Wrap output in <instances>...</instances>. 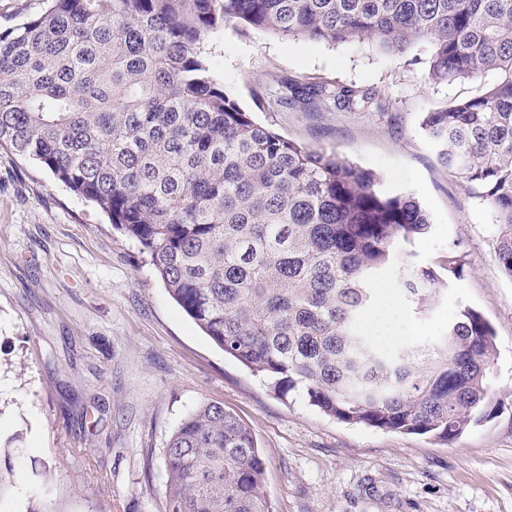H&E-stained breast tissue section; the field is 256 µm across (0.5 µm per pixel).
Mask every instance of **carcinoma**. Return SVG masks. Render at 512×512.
<instances>
[{"label": "carcinoma", "instance_id": "carcinoma-1", "mask_svg": "<svg viewBox=\"0 0 512 512\" xmlns=\"http://www.w3.org/2000/svg\"><path fill=\"white\" fill-rule=\"evenodd\" d=\"M0 31V148L48 169L136 240L172 299L286 399L347 424L448 444L494 415L495 331L463 310L401 355L356 325L401 243L428 234L410 193L335 152L257 123L207 57L226 25L282 39L430 45L434 84L479 83L427 113L439 164L490 212L512 277V0H47ZM302 112L386 109L354 84L282 83ZM418 302L432 268L405 275ZM165 512H274L252 430L220 403L188 413L164 448Z\"/></svg>", "mask_w": 512, "mask_h": 512}]
</instances>
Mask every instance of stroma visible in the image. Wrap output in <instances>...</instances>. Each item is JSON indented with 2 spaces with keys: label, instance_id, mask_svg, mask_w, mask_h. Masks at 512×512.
<instances>
[{
  "label": "stroma",
  "instance_id": "obj_1",
  "mask_svg": "<svg viewBox=\"0 0 512 512\" xmlns=\"http://www.w3.org/2000/svg\"><path fill=\"white\" fill-rule=\"evenodd\" d=\"M428 52L230 25L208 44L215 77L257 123L419 199L432 228L403 257L439 270L447 288L421 315L396 270L378 283L408 313L403 346L445 336L465 308L485 315L494 417L442 445L276 398L182 312L139 243L50 171L0 150V512H165L163 448L204 401L252 429L276 512H512V277L494 259L488 212L420 129L426 112L477 85L432 84ZM280 81L355 84L388 109L299 112L271 97ZM450 256L457 272L444 268Z\"/></svg>",
  "mask_w": 512,
  "mask_h": 512
}]
</instances>
